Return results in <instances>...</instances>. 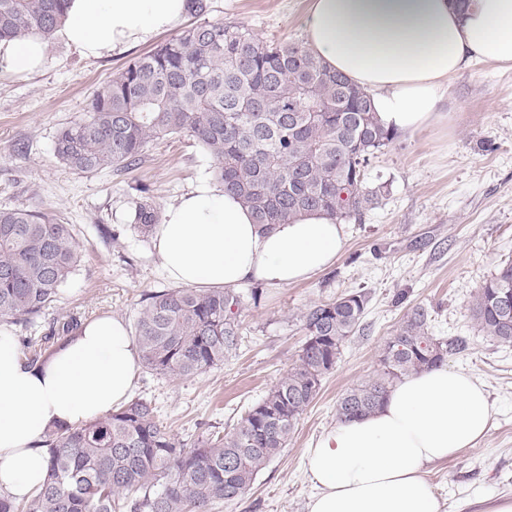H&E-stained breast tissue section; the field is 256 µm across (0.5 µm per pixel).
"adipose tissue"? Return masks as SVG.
Listing matches in <instances>:
<instances>
[{
    "label": "adipose tissue",
    "instance_id": "adipose-tissue-1",
    "mask_svg": "<svg viewBox=\"0 0 512 512\" xmlns=\"http://www.w3.org/2000/svg\"><path fill=\"white\" fill-rule=\"evenodd\" d=\"M187 0H71L57 31L88 57L120 53L176 29ZM306 46L371 97L386 129L412 135L448 125V82L469 62L512 68V0H310ZM39 34L0 42V69L21 76L46 58ZM165 276L190 288L282 287L309 280L346 247L322 211L263 229L209 179L166 206L152 230ZM140 353L121 319L84 324L37 364L0 326V493L33 496L47 473V431L77 427L125 405ZM495 405L469 372L442 366L398 381L366 416L342 420L306 451L308 512H440L431 464L476 446Z\"/></svg>",
    "mask_w": 512,
    "mask_h": 512
}]
</instances>
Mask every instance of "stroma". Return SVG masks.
I'll return each instance as SVG.
<instances>
[{
  "instance_id": "35a3bbf8",
  "label": "stroma",
  "mask_w": 512,
  "mask_h": 512,
  "mask_svg": "<svg viewBox=\"0 0 512 512\" xmlns=\"http://www.w3.org/2000/svg\"><path fill=\"white\" fill-rule=\"evenodd\" d=\"M203 20L243 24L259 37L304 41L309 0H204ZM144 43L99 58L53 40L44 66L15 76L0 71V209L51 213L72 224L81 261L57 302L29 325H15L20 344L45 336L53 321L101 315L134 326L149 294L170 288L151 238L132 224L139 186L157 208L198 178L212 177L209 156L185 137L150 145L125 171L81 174L53 153L58 129L78 120L95 92L133 59ZM381 194L347 226L336 262L310 280L261 286L241 311L239 344L224 364L173 379L140 368L133 398L151 402L166 429L187 444L229 431L297 359L299 317L315 303L347 291L369 297L362 328L325 375L286 448L238 500L212 512H307L314 488L304 466L310 444L336 423V402L367 380L403 315L422 305L433 335L461 337L464 351L447 364L483 382L496 418L476 447L433 466L427 480L440 512H478V501L512 496V346L480 332L471 311L478 287L512 259V70L474 62L448 82V127L397 136L367 171Z\"/></svg>"
}]
</instances>
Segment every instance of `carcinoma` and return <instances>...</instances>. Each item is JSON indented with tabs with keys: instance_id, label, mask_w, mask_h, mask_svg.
Returning a JSON list of instances; mask_svg holds the SVG:
<instances>
[{
	"instance_id": "1",
	"label": "carcinoma",
	"mask_w": 512,
	"mask_h": 512,
	"mask_svg": "<svg viewBox=\"0 0 512 512\" xmlns=\"http://www.w3.org/2000/svg\"><path fill=\"white\" fill-rule=\"evenodd\" d=\"M70 0H0V40L32 33L51 41ZM187 136L213 160L215 179L265 228L322 210L339 224L360 219L376 192L364 188L371 160L396 133L369 96L296 41L262 40L239 24H193L112 75L83 117L61 127L54 154L78 173L128 169L149 145ZM159 215L136 205L134 228ZM80 262L73 225L24 209H0V322L27 324L57 301ZM368 296L348 291L300 315L295 362L231 431L187 446L132 400L45 440L47 475L32 497L0 494V512H209L238 500L287 446L322 380L360 328ZM242 294L169 288L146 298L135 320L145 367L188 379L237 349ZM471 310L483 335L512 345V260L478 289ZM423 306L408 310L384 344L379 369L346 390L336 418L375 411L405 377L446 362L460 338L429 332Z\"/></svg>"
}]
</instances>
